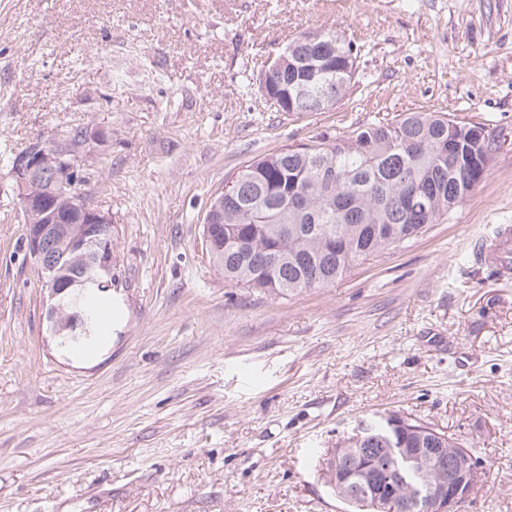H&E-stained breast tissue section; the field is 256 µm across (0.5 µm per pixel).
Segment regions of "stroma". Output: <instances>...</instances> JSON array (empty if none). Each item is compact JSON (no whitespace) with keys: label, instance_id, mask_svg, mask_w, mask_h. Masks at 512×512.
Masks as SVG:
<instances>
[{"label":"stroma","instance_id":"stroma-1","mask_svg":"<svg viewBox=\"0 0 512 512\" xmlns=\"http://www.w3.org/2000/svg\"><path fill=\"white\" fill-rule=\"evenodd\" d=\"M309 30L359 48L309 115L259 89ZM412 112L498 138L444 220L325 288L228 284L210 197L254 157ZM78 188L112 217L107 344L49 332L9 157L87 127ZM512 225V0H0V512H346L323 459L397 411L474 449L462 512H512V280L471 257Z\"/></svg>","mask_w":512,"mask_h":512}]
</instances>
